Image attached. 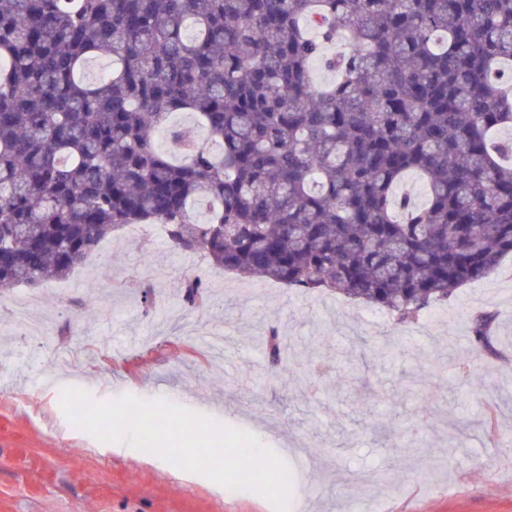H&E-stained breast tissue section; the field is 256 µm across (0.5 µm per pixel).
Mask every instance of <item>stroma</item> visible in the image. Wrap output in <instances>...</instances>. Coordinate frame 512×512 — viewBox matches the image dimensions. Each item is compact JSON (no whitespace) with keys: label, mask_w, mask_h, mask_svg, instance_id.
<instances>
[{"label":"stroma","mask_w":512,"mask_h":512,"mask_svg":"<svg viewBox=\"0 0 512 512\" xmlns=\"http://www.w3.org/2000/svg\"><path fill=\"white\" fill-rule=\"evenodd\" d=\"M505 265L405 327L339 293L243 278L168 240L114 233L69 279L40 286V335L0 332V512H275L257 492L73 426L66 387L102 403L163 397L254 432L296 475L304 512H512ZM189 271L208 277L197 310L178 297ZM486 309L490 352L470 344V317ZM271 326L290 340V372L265 380L253 338Z\"/></svg>","instance_id":"stroma-1"}]
</instances>
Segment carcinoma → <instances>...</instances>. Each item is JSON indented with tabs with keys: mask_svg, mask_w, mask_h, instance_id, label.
I'll list each match as a JSON object with an SVG mask.
<instances>
[{
	"mask_svg": "<svg viewBox=\"0 0 512 512\" xmlns=\"http://www.w3.org/2000/svg\"><path fill=\"white\" fill-rule=\"evenodd\" d=\"M339 36L350 50L324 55ZM504 61L512 0H0V291L165 224L217 270L413 323L512 256ZM410 172L422 204L396 193ZM179 288L205 305L204 277ZM494 322L475 313L470 343L492 349ZM259 341L284 370L282 334Z\"/></svg>",
	"mask_w": 512,
	"mask_h": 512,
	"instance_id": "carcinoma-1",
	"label": "carcinoma"
}]
</instances>
